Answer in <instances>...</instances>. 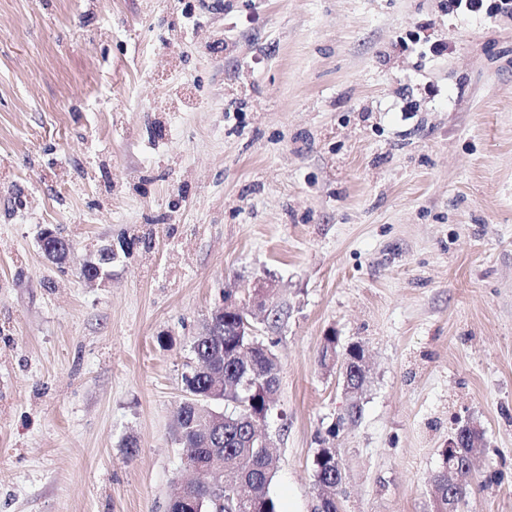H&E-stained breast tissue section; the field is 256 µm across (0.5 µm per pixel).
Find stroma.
Segmentation results:
<instances>
[{"instance_id": "35a3bbf8", "label": "stroma", "mask_w": 512, "mask_h": 512, "mask_svg": "<svg viewBox=\"0 0 512 512\" xmlns=\"http://www.w3.org/2000/svg\"><path fill=\"white\" fill-rule=\"evenodd\" d=\"M261 286L279 512L324 443L340 512H434L466 422L462 512H512V9L0 0V512H167L191 342ZM336 342V336L335 335H329L325 336V344L322 349V355H321V363L324 362L326 365L327 361V354H328V348L331 344ZM355 345L349 346L344 349L341 348L338 344V341L336 342V352L334 349L329 350L330 359L328 361V364L331 366L336 365V371L338 372L339 376L343 379V393L346 398H349L352 400L351 407L353 405V400L356 396V388L352 386L350 383V376H349V364H350V355L349 352H351L352 349H354Z\"/></svg>"}]
</instances>
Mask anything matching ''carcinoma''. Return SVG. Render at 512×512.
I'll return each mask as SVG.
<instances>
[{
    "label": "carcinoma",
    "instance_id": "carcinoma-1",
    "mask_svg": "<svg viewBox=\"0 0 512 512\" xmlns=\"http://www.w3.org/2000/svg\"><path fill=\"white\" fill-rule=\"evenodd\" d=\"M269 346L257 336L249 335L238 312L224 313L220 335L204 332L193 339L191 352L198 363H211L224 371V410L222 422L212 433L210 443L199 440L193 407L198 405L211 415L210 377L192 370L183 377L184 410L177 415L176 430L181 432L183 455L201 466L213 464V449H220L224 470V497L205 500L200 512H236L233 487L242 484L251 495L255 512H278V504L270 494L274 478V462L263 446L260 424L270 415V404L277 391L276 356L266 354ZM316 482L321 495V512H339L337 490L343 475L336 468V449L323 447L315 460ZM435 499L448 506V496L463 503L469 488L448 486V474L441 470L433 478Z\"/></svg>",
    "mask_w": 512,
    "mask_h": 512
}]
</instances>
